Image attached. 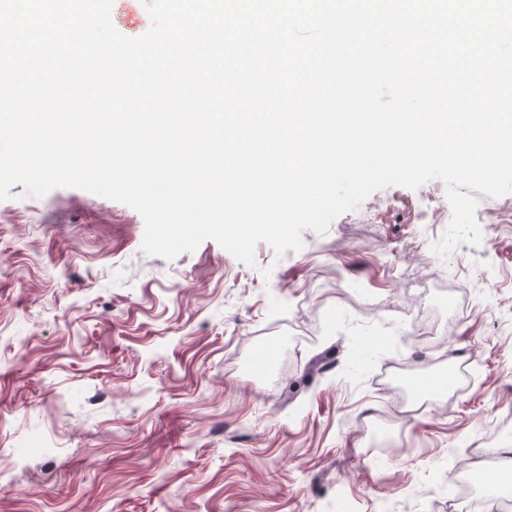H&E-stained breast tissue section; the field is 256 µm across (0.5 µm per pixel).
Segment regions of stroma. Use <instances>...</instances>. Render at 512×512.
Wrapping results in <instances>:
<instances>
[{"instance_id": "stroma-1", "label": "stroma", "mask_w": 512, "mask_h": 512, "mask_svg": "<svg viewBox=\"0 0 512 512\" xmlns=\"http://www.w3.org/2000/svg\"><path fill=\"white\" fill-rule=\"evenodd\" d=\"M111 20L151 27L142 0ZM23 191L0 201V512H483L512 483L488 465L512 449V195H480V245L444 257L433 180L248 265L210 239L149 255L131 207ZM459 348L482 368L463 391ZM401 362L453 382L404 414L378 382ZM460 463L488 474L463 499L440 487Z\"/></svg>"}]
</instances>
